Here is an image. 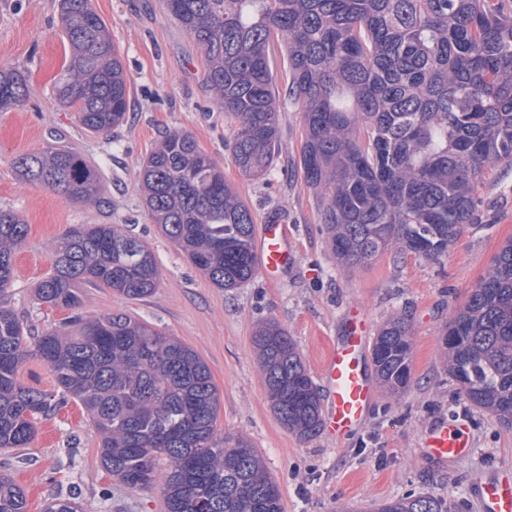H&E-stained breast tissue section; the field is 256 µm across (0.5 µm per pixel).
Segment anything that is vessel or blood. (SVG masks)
<instances>
[{"instance_id":"vessel-or-blood-1","label":"vessel or blood","mask_w":512,"mask_h":512,"mask_svg":"<svg viewBox=\"0 0 512 512\" xmlns=\"http://www.w3.org/2000/svg\"><path fill=\"white\" fill-rule=\"evenodd\" d=\"M261 267L268 277L291 263L294 252L287 225L269 221L264 224L259 241ZM366 317H354L345 336L325 354L318 364L319 374L327 391L326 427L336 439H344L357 430L376 398L370 380L366 347ZM470 438L459 425H444L429 432L425 442L428 456L448 461L468 454ZM483 512H512V479L492 476L481 490Z\"/></svg>"}]
</instances>
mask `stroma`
I'll return each mask as SVG.
<instances>
[{"instance_id": "1", "label": "stroma", "mask_w": 512, "mask_h": 512, "mask_svg": "<svg viewBox=\"0 0 512 512\" xmlns=\"http://www.w3.org/2000/svg\"><path fill=\"white\" fill-rule=\"evenodd\" d=\"M92 2L112 31L130 86L126 122L100 134L85 130L54 94V79L68 57L59 0H0V67L24 72L30 83L24 104L0 112V208L17 212L29 226L8 291L18 318L35 336L67 318L66 310L40 305L34 294L53 269L54 244L64 232L78 224L126 225L151 248L160 284L143 300L81 284L84 316L124 312L194 349L220 392L218 434L243 436L258 451L279 485L284 512H370L374 503L409 493L436 496L447 512H482L478 479L512 474V428L460 397L443 335L512 238V167L486 175L472 224L444 256L387 253L367 268L345 272L329 249L315 198L296 173L303 134L297 107L280 113L271 173L245 180L228 147L236 121L213 107L201 50L163 0ZM169 130L196 138L257 223L288 224L294 260L277 278L259 272L240 288L215 287L152 222L137 189L139 173ZM54 148L75 152L98 170L102 204L73 203L18 180L16 156ZM356 311L366 314L374 334L393 314L410 316V385L398 398L377 390L363 425L345 440L324 429L298 438L270 407L253 334L263 322H278L314 376L320 357L344 335ZM441 422L465 425L473 442L468 456L443 463L424 452L425 434ZM99 454L97 431L71 401L37 419L28 447L0 449V472L25 488L29 512H42L72 488L81 512H166L157 490L120 483L102 468Z\"/></svg>"}]
</instances>
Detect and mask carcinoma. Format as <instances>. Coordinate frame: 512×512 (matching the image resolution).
Wrapping results in <instances>:
<instances>
[{"label": "carcinoma", "mask_w": 512, "mask_h": 512, "mask_svg": "<svg viewBox=\"0 0 512 512\" xmlns=\"http://www.w3.org/2000/svg\"><path fill=\"white\" fill-rule=\"evenodd\" d=\"M207 58L212 102L237 120L232 160L269 174L280 104L300 105L298 170L316 197L329 245L347 269L395 252L436 259L477 208L479 180L512 166V0H164ZM69 65L54 83L83 128L119 126L129 106L120 52L91 0H60ZM288 56L283 88L269 49ZM28 79L0 69V111L29 98ZM19 177L75 203L100 202L93 166L54 149L14 161ZM146 207L163 234L217 288L250 281L260 258L247 202L195 138L172 130L145 160ZM29 225L0 208V448H26L34 421L74 399L100 435V463L131 488L156 486L166 512H283L278 484L242 436L216 434L220 395L208 365L179 341L125 314L86 318L78 284L130 300L151 296L160 270L151 249L117 224H79L55 244L39 304L70 320L27 342L8 288ZM464 400L512 427V240L468 294L444 334ZM271 409L301 438L322 425V403L288 331L253 336ZM393 396L411 380V321L388 320L371 349ZM30 358L48 365L57 394L23 384ZM61 400H56V395ZM166 460L164 475L158 463ZM0 512H28L25 489L0 474ZM44 512H77L55 498ZM376 512H444L431 495L388 500Z\"/></svg>", "instance_id": "1"}]
</instances>
